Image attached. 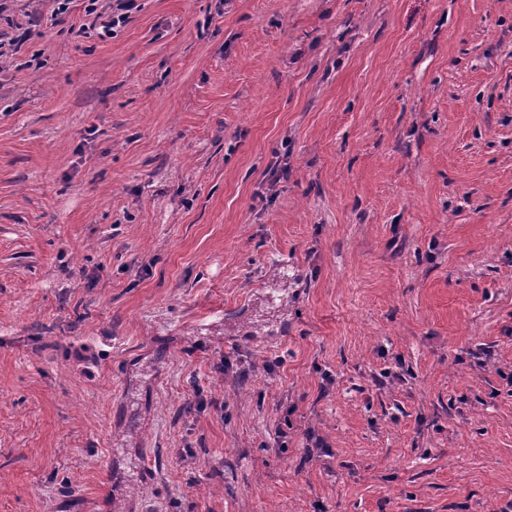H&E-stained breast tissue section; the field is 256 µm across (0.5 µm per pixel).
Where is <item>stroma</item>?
<instances>
[{"mask_svg": "<svg viewBox=\"0 0 512 512\" xmlns=\"http://www.w3.org/2000/svg\"><path fill=\"white\" fill-rule=\"evenodd\" d=\"M9 0L0 512H512V0Z\"/></svg>", "mask_w": 512, "mask_h": 512, "instance_id": "stroma-1", "label": "stroma"}]
</instances>
